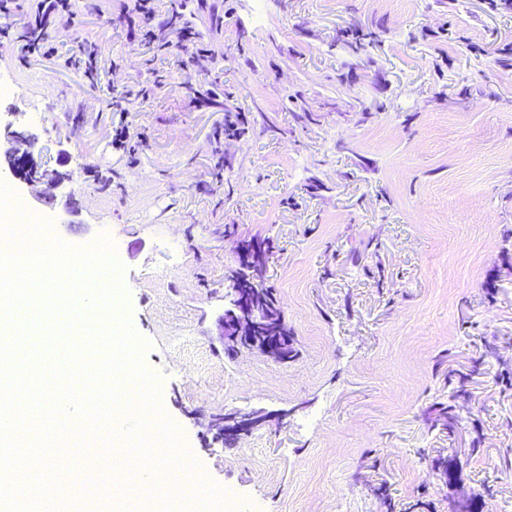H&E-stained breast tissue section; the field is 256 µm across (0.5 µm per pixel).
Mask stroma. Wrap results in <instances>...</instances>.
I'll list each match as a JSON object with an SVG mask.
<instances>
[{
	"instance_id": "obj_1",
	"label": "stroma",
	"mask_w": 512,
	"mask_h": 512,
	"mask_svg": "<svg viewBox=\"0 0 512 512\" xmlns=\"http://www.w3.org/2000/svg\"><path fill=\"white\" fill-rule=\"evenodd\" d=\"M72 10L60 57L0 41V112L63 179L47 236L117 249L198 474L237 512H512V0H186V55L148 53L131 0ZM92 44L90 91L63 59ZM251 238L285 362L224 348ZM233 411L266 420L229 444ZM256 288L258 289V296H260V298L263 300L265 312L275 316V319H273L263 329V333L267 335L280 336L283 344H285L287 341V355L289 356V354L293 352L290 343L292 340L291 328L288 326V322L285 320L280 309L277 307V301L274 294L267 288H262L258 285H256Z\"/></svg>"
}]
</instances>
